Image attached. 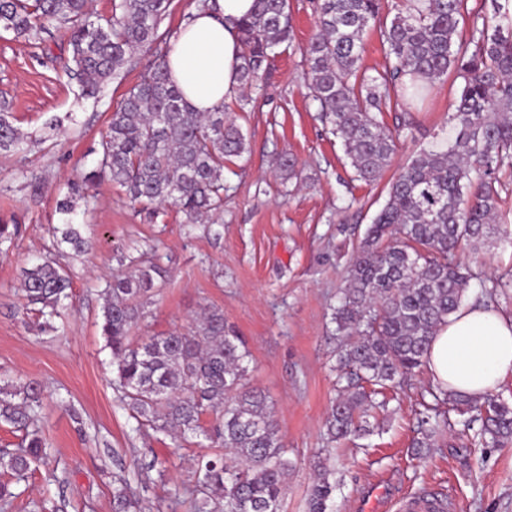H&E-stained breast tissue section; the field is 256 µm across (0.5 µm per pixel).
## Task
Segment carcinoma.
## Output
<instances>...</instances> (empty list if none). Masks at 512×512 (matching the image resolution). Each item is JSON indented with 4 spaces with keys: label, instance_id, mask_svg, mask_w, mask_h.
Masks as SVG:
<instances>
[{
    "label": "carcinoma",
    "instance_id": "carcinoma-1",
    "mask_svg": "<svg viewBox=\"0 0 512 512\" xmlns=\"http://www.w3.org/2000/svg\"><path fill=\"white\" fill-rule=\"evenodd\" d=\"M172 0H112V15L93 20L87 0H0V28L38 40L50 28L64 31L81 100L100 101L103 89L123 80L136 55L147 59L137 82L112 110L96 167L67 184L58 200L63 223L53 246L81 253L88 240L71 221L88 188L108 178L145 206L171 204L195 224L224 205V160L247 151L241 128L224 118V106L198 112L171 78L168 54L176 33L161 30ZM383 0H314L316 32L303 48L308 96L340 141L356 177L376 181L389 167L409 124L392 130L378 114L396 97L411 105L449 74L460 81L444 145L413 155L391 181L383 208L367 229L349 269L332 320L336 324L338 393L327 420L336 440L369 432L371 394L398 389L424 365L440 325L466 302L476 278L461 260L508 235L501 228V177L512 174V0H492V13L471 12L465 39L454 44L467 0H396L390 23L379 26L385 63L376 74L362 69L363 38ZM241 44L236 95L245 108L260 89L274 50L292 43L288 0H254L238 24ZM72 114L44 126L46 141ZM32 136L0 104V152H19ZM148 268L106 283L102 336L116 366V382L140 425L215 452L196 459L192 512H283L288 457L270 402L247 386L251 353L224 325V313L204 310L186 332L133 343L132 326L143 309L134 300L152 291ZM21 288L38 306L40 330L54 329L69 298L70 280L50 261L22 271ZM512 288L505 277L479 280L476 300L495 302ZM373 386V393L365 385ZM434 404L417 418L416 448L448 427V411L467 415L463 431L493 448L512 445V405L490 395L472 399L439 386ZM42 391L30 382L0 393V420L26 428ZM213 415L210 422L204 416ZM35 430L24 448L0 455V470L25 475L45 455ZM322 468L311 487L308 512H327L336 491ZM113 512H137L126 484L112 491Z\"/></svg>",
    "mask_w": 512,
    "mask_h": 512
}]
</instances>
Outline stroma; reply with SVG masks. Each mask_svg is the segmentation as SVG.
Listing matches in <instances>:
<instances>
[{"label":"stroma","mask_w":512,"mask_h":512,"mask_svg":"<svg viewBox=\"0 0 512 512\" xmlns=\"http://www.w3.org/2000/svg\"><path fill=\"white\" fill-rule=\"evenodd\" d=\"M293 46L279 50L261 90L247 108L237 97L226 117L247 137L248 151L224 163V207L202 224L177 208L150 211L103 180L77 223L92 245L85 253H55L49 233L62 223L56 203L67 181L99 158L108 118L128 86L109 83L100 102L78 101V82L65 72L67 39L50 31L35 42L0 30V102L11 105L24 132L39 135L52 116L64 117L57 141L25 154L0 153V224L19 233L0 254V386L38 383L37 426L46 457L21 479L0 472L15 497L0 512H112L116 478H126L141 512H190L197 445L175 447L151 428H137L113 385L111 355L99 322L105 279L155 264L154 291L133 339L192 327L203 308L223 311L252 354L250 384L265 392L279 434L295 462L285 512H307L311 482L328 466L336 481L332 512H361L371 488L383 491L382 512L398 498L429 494L462 501L464 512H512V447L483 448L452 434L418 456L412 441L421 395L431 381L420 370L407 386L386 392L373 409L370 435L331 442L326 430L336 394V337L331 322L350 258L384 205L395 166L445 139L458 85L436 83L411 109L383 112L387 127L408 116L393 168L374 184L356 180L339 141L308 96L301 54L315 31L312 0H289ZM293 155L298 175L282 180L276 160ZM53 256L71 281V299L57 331H39L20 286L30 260Z\"/></svg>","instance_id":"35a3bbf8"}]
</instances>
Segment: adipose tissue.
I'll return each mask as SVG.
<instances>
[{
  "label": "adipose tissue",
  "instance_id": "1",
  "mask_svg": "<svg viewBox=\"0 0 512 512\" xmlns=\"http://www.w3.org/2000/svg\"><path fill=\"white\" fill-rule=\"evenodd\" d=\"M213 11L194 12L173 42L171 75L197 111L208 112L239 85L240 43L235 25L253 0H216ZM433 382L469 397L489 394L512 378V316L481 302L452 314L425 356Z\"/></svg>",
  "mask_w": 512,
  "mask_h": 512
}]
</instances>
